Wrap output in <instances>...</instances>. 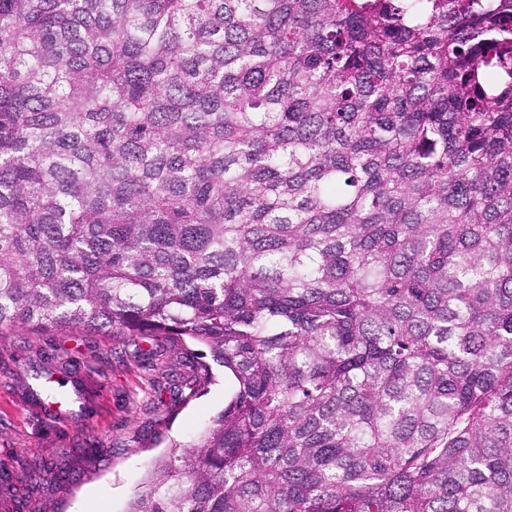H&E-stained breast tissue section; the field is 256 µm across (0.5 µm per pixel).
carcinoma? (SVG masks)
<instances>
[{
	"mask_svg": "<svg viewBox=\"0 0 512 512\" xmlns=\"http://www.w3.org/2000/svg\"><path fill=\"white\" fill-rule=\"evenodd\" d=\"M15 328L233 375L126 512H512V0H0Z\"/></svg>",
	"mask_w": 512,
	"mask_h": 512,
	"instance_id": "1",
	"label": "carcinoma"
}]
</instances>
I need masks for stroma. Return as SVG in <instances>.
<instances>
[{
  "label": "stroma",
  "mask_w": 512,
  "mask_h": 512,
  "mask_svg": "<svg viewBox=\"0 0 512 512\" xmlns=\"http://www.w3.org/2000/svg\"><path fill=\"white\" fill-rule=\"evenodd\" d=\"M150 340L118 343L102 332L76 330L61 336H39L27 330L0 335V462L7 464L16 488L14 497L0 494V512H15L12 499L24 501V512H125L151 461L168 452L171 443H187L220 412L235 389L222 368L186 403H171L162 391L153 404L149 372L134 357ZM46 352L76 364L97 382L92 417L67 424L40 416L23 397L29 362ZM111 448L109 461L87 459L91 442ZM66 461L75 480L58 484L53 474L31 482L28 460Z\"/></svg>",
  "instance_id": "obj_1"
}]
</instances>
